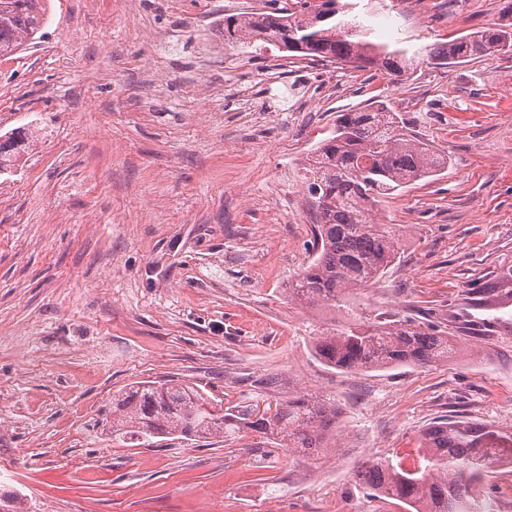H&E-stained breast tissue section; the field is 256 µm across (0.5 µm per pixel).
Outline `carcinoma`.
<instances>
[{
    "label": "carcinoma",
    "mask_w": 512,
    "mask_h": 512,
    "mask_svg": "<svg viewBox=\"0 0 512 512\" xmlns=\"http://www.w3.org/2000/svg\"><path fill=\"white\" fill-rule=\"evenodd\" d=\"M49 0H0V57L35 40ZM337 0H302L300 9L224 18V37H259L304 59L364 64L388 75H412L424 62L440 67L471 57L512 54V0L498 22L448 43L414 51L368 40L371 31ZM29 136L0 135V173L18 165ZM315 229L313 257L288 282V299L334 308L352 290L376 285L399 257L400 238L373 218L378 199L448 166V154L409 131L382 102L342 112L336 131L310 159ZM457 351V339L433 325L375 320L319 332L312 355L341 371L432 367ZM336 397L298 394L262 412L226 408L192 383L138 382L112 396L108 432L119 438L163 441L218 439L256 433L267 444L318 457L347 447ZM420 463L408 469L392 458H366L355 479L372 495L407 504L410 512H482L477 488L495 469L512 464V431L465 419H442L420 437ZM0 512H25L21 495L0 491Z\"/></svg>",
    "instance_id": "1"
}]
</instances>
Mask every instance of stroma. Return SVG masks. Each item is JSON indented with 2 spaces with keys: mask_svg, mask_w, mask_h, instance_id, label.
<instances>
[{
  "mask_svg": "<svg viewBox=\"0 0 512 512\" xmlns=\"http://www.w3.org/2000/svg\"><path fill=\"white\" fill-rule=\"evenodd\" d=\"M500 0H350L380 43L416 49L497 22ZM254 0H52L0 60V135L37 129L0 174V485L29 512H405L355 481L419 459L431 422L512 430V56L410 77L224 39ZM287 61L282 88L263 73ZM386 101L449 157L383 198L402 257L330 311L289 301L312 257L308 158L339 112ZM385 316L458 335L448 362L352 373L315 330ZM198 385L263 409L331 392L349 445L111 437L113 394Z\"/></svg>",
  "mask_w": 512,
  "mask_h": 512,
  "instance_id": "1",
  "label": "stroma"
}]
</instances>
